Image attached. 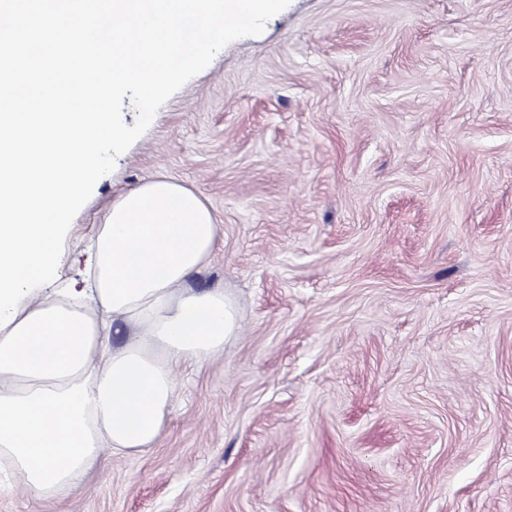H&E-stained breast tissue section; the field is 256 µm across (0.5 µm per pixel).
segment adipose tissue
I'll use <instances>...</instances> for the list:
<instances>
[{
  "mask_svg": "<svg viewBox=\"0 0 512 512\" xmlns=\"http://www.w3.org/2000/svg\"><path fill=\"white\" fill-rule=\"evenodd\" d=\"M220 237L204 198L166 177L113 197L87 241L83 288L34 289L0 330L1 476L61 506L96 464L157 444L179 370L237 332L223 290L191 286Z\"/></svg>",
  "mask_w": 512,
  "mask_h": 512,
  "instance_id": "adipose-tissue-1",
  "label": "adipose tissue"
}]
</instances>
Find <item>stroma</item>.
I'll use <instances>...</instances> for the list:
<instances>
[{
  "label": "stroma",
  "mask_w": 512,
  "mask_h": 512,
  "mask_svg": "<svg viewBox=\"0 0 512 512\" xmlns=\"http://www.w3.org/2000/svg\"><path fill=\"white\" fill-rule=\"evenodd\" d=\"M166 176L239 330L66 512H512V0H291L156 112L74 218Z\"/></svg>",
  "instance_id": "1"
}]
</instances>
